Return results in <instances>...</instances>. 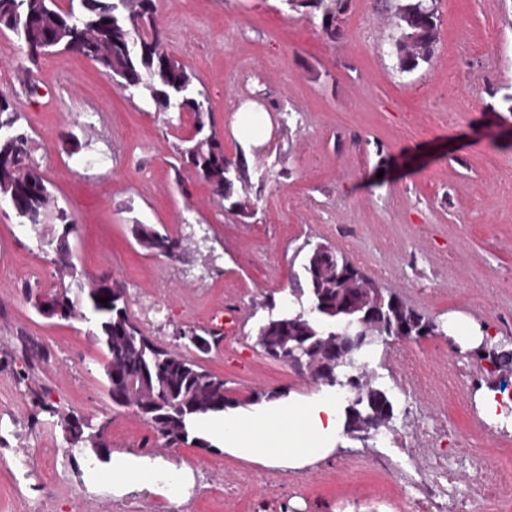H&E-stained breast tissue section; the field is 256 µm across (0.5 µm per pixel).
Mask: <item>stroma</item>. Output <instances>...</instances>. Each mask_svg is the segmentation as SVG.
Returning <instances> with one entry per match:
<instances>
[{
	"label": "stroma",
	"instance_id": "stroma-1",
	"mask_svg": "<svg viewBox=\"0 0 512 512\" xmlns=\"http://www.w3.org/2000/svg\"><path fill=\"white\" fill-rule=\"evenodd\" d=\"M166 44L196 76L228 155L244 154L255 212L225 209L206 183L177 184L170 168L192 120L129 97L94 62L72 52L41 58L32 85L16 72L26 60L13 34L0 35V68L13 70L0 92L35 139L34 159L59 207L77 225L71 237L79 270L125 284L142 329L219 327L223 339L205 368L224 378L240 405L253 391L286 400L323 393L324 385L262 354L254 341L283 304L293 276L319 244L348 260L414 310L439 322L436 336L375 343L362 356L373 386L394 407L392 441L339 432L336 451L316 464L272 467L222 448L168 447L134 411L116 409L107 392L104 349L93 323L46 319L26 287L52 288L54 270L34 232L0 204V352L22 341L42 346L31 385L47 402L106 424L108 456L70 457L61 426L22 398L0 372V512H257L267 500L318 512H415L378 455L396 469L430 466L409 435L415 410L439 409L467 435L472 454L458 471L476 476L489 455L512 465V425L491 436L469 422L481 414L486 362L459 339L492 334L512 346V0H439V41L429 63L399 76L389 56L390 11L375 0H348L341 32L329 38L319 12L284 0H158ZM459 76L450 84L449 73ZM260 100L269 117L265 144L232 136L236 109ZM75 135L82 148L62 145ZM182 236L177 261L143 249L134 223ZM353 228L350 244L336 225ZM449 369L447 399L404 392L395 383L402 353ZM185 466L179 503L122 487L113 458Z\"/></svg>",
	"mask_w": 512,
	"mask_h": 512
}]
</instances>
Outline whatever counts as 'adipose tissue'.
I'll return each instance as SVG.
<instances>
[{"mask_svg":"<svg viewBox=\"0 0 512 512\" xmlns=\"http://www.w3.org/2000/svg\"><path fill=\"white\" fill-rule=\"evenodd\" d=\"M336 429L337 397L323 393L309 401L281 404L272 411L225 416L209 423L207 435L240 457L297 465L333 452Z\"/></svg>","mask_w":512,"mask_h":512,"instance_id":"ef3b65f1","label":"adipose tissue"}]
</instances>
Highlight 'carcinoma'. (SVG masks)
Here are the masks:
<instances>
[{
  "instance_id": "carcinoma-1",
  "label": "carcinoma",
  "mask_w": 512,
  "mask_h": 512,
  "mask_svg": "<svg viewBox=\"0 0 512 512\" xmlns=\"http://www.w3.org/2000/svg\"><path fill=\"white\" fill-rule=\"evenodd\" d=\"M293 8H310L321 13L323 31L330 37L339 32L340 16L347 0H286ZM438 9L430 0H402L394 12L392 37L395 69L410 73L430 61L439 36ZM14 34L33 65L54 48L77 53L98 64L101 72L120 89L153 102L162 112L175 109L193 116L191 132L177 146L179 165L175 179L183 180L185 170L206 182L211 194L229 204L228 210L243 217L254 213V204L238 190L248 191L251 176L244 159L230 157L214 130L212 112L204 93L194 89L191 69L169 51L158 18L156 0H74L63 6L59 0H0V31ZM14 103L0 97V202H7L30 225L43 253L49 257L59 280L46 293L47 302L64 311L63 319L80 317L94 321L98 342L106 352L104 372L112 405L131 407L151 424L157 439L168 447L184 444L211 448L206 438L191 435L189 428L207 417L224 415L236 406L226 395L224 379L208 371L199 359L182 353L146 335L129 312L124 283L102 274L86 276L73 261L70 235L76 224L51 199L47 180L34 163V140L19 124ZM50 227L44 232L43 227ZM131 233L144 249L170 259L185 251L183 239L160 232L149 224L131 225ZM320 246L306 255L302 276L289 288L291 305L261 325L256 345L262 352L309 375L315 382L349 391L345 406V431L390 422L393 405L385 391L364 380L356 355L379 337L405 327L411 335L427 330L442 334L434 320L408 307L402 299L382 291L373 320L352 309L355 289L336 278V265ZM108 298L107 304L100 299ZM369 337L365 343L336 360V337L345 329ZM203 342L197 353H210L222 334L208 328H178ZM24 367L12 369L17 386L30 391L33 363L44 359L42 350L28 343L21 348ZM478 360L490 363L496 374L512 368V354L490 346L478 349ZM351 368L357 374L340 379L338 370ZM43 410L61 421L70 450L90 447L97 453L108 448L105 426H95L90 416L65 414L49 405Z\"/></svg>"
}]
</instances>
